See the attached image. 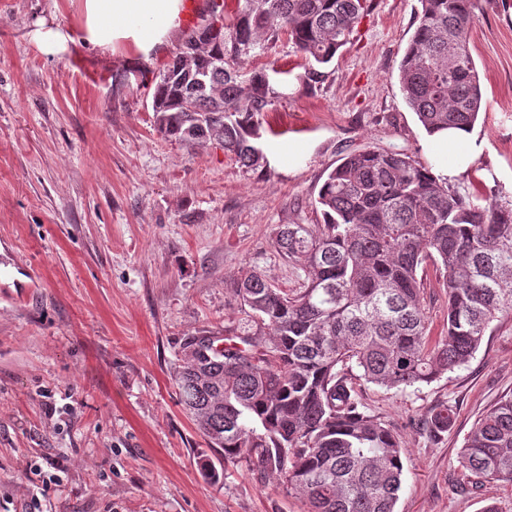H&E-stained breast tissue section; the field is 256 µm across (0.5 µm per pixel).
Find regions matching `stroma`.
Wrapping results in <instances>:
<instances>
[{"label": "stroma", "mask_w": 512, "mask_h": 512, "mask_svg": "<svg viewBox=\"0 0 512 512\" xmlns=\"http://www.w3.org/2000/svg\"><path fill=\"white\" fill-rule=\"evenodd\" d=\"M469 49L484 110L472 161L450 183L485 201L512 200V0H481ZM418 0H370L349 42L306 84L287 42L246 60L274 67L280 94L262 117L269 168L244 174L218 144L195 148L155 126L156 79L124 50L43 55L41 22L76 27L79 0H0V512H303L270 476L218 461L170 378L183 338L236 325L235 281L260 271L301 288L303 271L272 245L278 224L321 223L314 200L348 151L398 149L435 164L405 104L398 66ZM365 406L404 450L396 512H512V483L479 479L457 453L512 393V318L468 365L403 391L358 381ZM71 404L48 416L46 401ZM449 408L448 431L431 420ZM57 464L60 482L30 471Z\"/></svg>", "instance_id": "35a3bbf8"}]
</instances>
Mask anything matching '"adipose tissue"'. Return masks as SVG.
Masks as SVG:
<instances>
[{"label":"adipose tissue","mask_w":512,"mask_h":512,"mask_svg":"<svg viewBox=\"0 0 512 512\" xmlns=\"http://www.w3.org/2000/svg\"><path fill=\"white\" fill-rule=\"evenodd\" d=\"M185 0H80L79 37L64 27L40 24L31 33L37 48L47 56L68 52L72 45L102 54L124 48L143 64L151 63L166 47L182 23ZM439 175H452L475 152L467 131L450 129L434 137Z\"/></svg>","instance_id":"obj_1"}]
</instances>
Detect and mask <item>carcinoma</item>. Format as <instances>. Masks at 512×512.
Instances as JSON below:
<instances>
[{"label": "carcinoma", "instance_id": "obj_1", "mask_svg": "<svg viewBox=\"0 0 512 512\" xmlns=\"http://www.w3.org/2000/svg\"><path fill=\"white\" fill-rule=\"evenodd\" d=\"M399 65L403 99L430 136L471 130L484 98L469 51L479 0H419ZM209 0L153 96L157 130L194 147L216 142L246 173L263 171L262 113L278 92L243 59L287 37L318 82L367 15V0ZM219 25H214V22ZM323 223L280 224L274 246L302 264L288 293L250 270L237 280L244 314L229 333L202 329L175 352L179 401L225 461L274 476L306 512H394L403 448L361 402L351 375L387 390L430 384L466 366L493 321L512 318V201L466 197L432 166L365 148L321 185ZM448 292L446 328L430 343L422 276ZM478 478L512 482V395L467 433L458 453Z\"/></svg>", "mask_w": 512, "mask_h": 512}]
</instances>
